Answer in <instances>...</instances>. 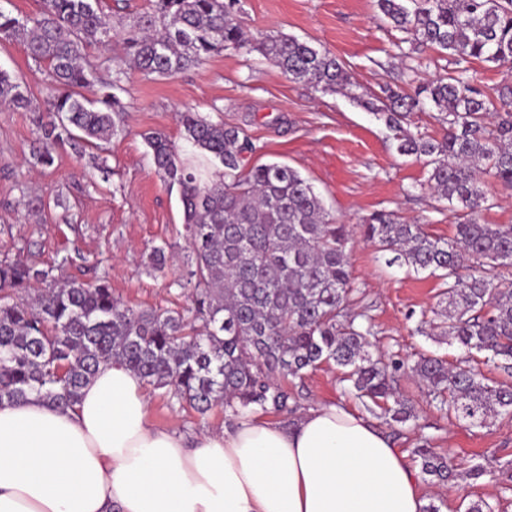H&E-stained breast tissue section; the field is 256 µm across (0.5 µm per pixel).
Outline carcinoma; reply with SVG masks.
<instances>
[{"label":"carcinoma","instance_id":"carcinoma-1","mask_svg":"<svg viewBox=\"0 0 512 512\" xmlns=\"http://www.w3.org/2000/svg\"><path fill=\"white\" fill-rule=\"evenodd\" d=\"M237 0H154L127 31L112 69L136 68L170 78L223 50H255L297 83L341 93L396 132L398 152L426 158L421 188L448 202L454 235L427 234L391 213H373L359 233L415 272L442 280L445 306L424 319L435 336L469 357L484 356L512 372V286L491 271L512 268V225L485 224L483 212L512 191V84L481 86L475 60L512 64V0H375L379 16L410 35L411 57L432 50L452 68L431 81L380 93L360 90L347 64L291 35L254 38L236 14ZM112 21L99 0H42L34 18L0 10V41H19L44 67L51 93L35 105L27 88L0 70V105L42 113L34 164L48 168L55 150L79 153L94 139L126 130L120 78L98 79L88 49L111 41ZM438 112L441 138L415 136L403 123L416 111ZM187 146L148 132L155 172L177 189L183 237L189 244L179 285L191 303L182 310L136 309L112 291L107 277L64 278L61 265L0 261V404L31 392L61 407L74 406L100 366L118 363L143 379L168 404L200 416L224 408L225 417L295 414L286 382L323 364L335 365L348 393L378 418L405 425L413 406L394 389L398 371L422 383L437 411L469 427L512 418V384L470 366L421 354L412 363L372 350L367 312L355 303L346 225L336 223L312 184L280 163L246 167L253 144L244 130L198 112L179 113ZM167 246L147 257L165 273ZM423 477L457 478L451 452L426 438L412 450Z\"/></svg>","mask_w":512,"mask_h":512}]
</instances>
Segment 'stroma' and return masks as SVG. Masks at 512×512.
<instances>
[{
    "label": "stroma",
    "mask_w": 512,
    "mask_h": 512,
    "mask_svg": "<svg viewBox=\"0 0 512 512\" xmlns=\"http://www.w3.org/2000/svg\"><path fill=\"white\" fill-rule=\"evenodd\" d=\"M102 7L112 14V44L93 47L89 55L103 65L148 0H103ZM238 10L254 37L282 32L311 41L345 61L368 90L403 78L422 83L448 68L447 60L432 54L406 71L398 58L405 35L377 18L374 0H238ZM0 69L23 82L33 102L45 98L47 76L21 42L0 44ZM123 84L127 133L99 148L86 146L79 157L70 147L58 148L48 169L31 163L38 144L35 113L0 107V259L59 263L69 278L107 276L115 295L132 307L188 306L178 285L187 254L182 204L156 175L143 140L144 133L159 130L182 142L177 114L188 107L242 127L255 146L247 165L282 162L299 170L348 228L386 211L423 225L435 238L454 233L455 218L445 202L421 188L427 177L423 161L399 155L383 121L342 95L289 81L259 52L224 50L171 78L129 70ZM35 194L44 205L31 212L23 201ZM161 244L177 257L163 275L145 267L150 249ZM348 253L356 302L373 319L377 350L404 359L427 353L452 364L463 361L457 348L419 330L423 314L438 308L439 279L388 263L386 253L357 236ZM339 377L335 367L324 365L293 391L305 408L343 400L364 412L358 399L345 396ZM395 387L414 401L419 416L417 427L392 432L396 448L411 453L418 438L427 437L434 448L453 453L460 472L445 486L422 483L424 497L443 501L442 512H459L460 505L481 497L501 499L502 512H512V419L472 428L430 406L416 379L398 377ZM148 398L156 426L192 435L227 425L222 408L201 420L156 393ZM475 465L487 468V476L467 478Z\"/></svg>",
    "instance_id": "35a3bbf8"
}]
</instances>
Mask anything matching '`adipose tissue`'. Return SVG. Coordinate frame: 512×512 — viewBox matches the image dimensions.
Returning a JSON list of instances; mask_svg holds the SVG:
<instances>
[{"label":"adipose tissue","instance_id":"adipose-tissue-1","mask_svg":"<svg viewBox=\"0 0 512 512\" xmlns=\"http://www.w3.org/2000/svg\"><path fill=\"white\" fill-rule=\"evenodd\" d=\"M420 478L343 403L187 437L154 426L143 380L107 364L74 408L0 406V512H422Z\"/></svg>","mask_w":512,"mask_h":512}]
</instances>
